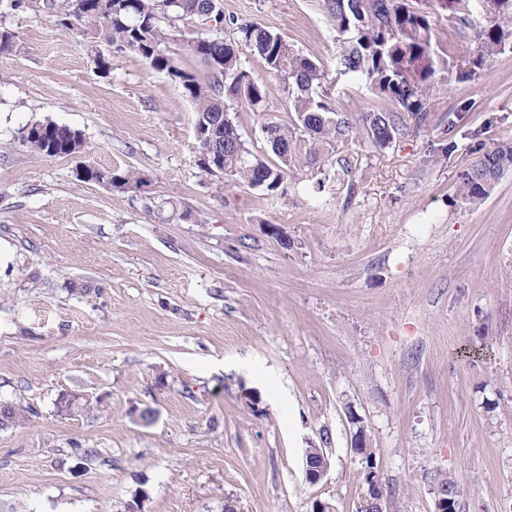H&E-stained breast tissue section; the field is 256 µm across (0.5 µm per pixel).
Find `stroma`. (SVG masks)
<instances>
[{
	"mask_svg": "<svg viewBox=\"0 0 512 512\" xmlns=\"http://www.w3.org/2000/svg\"><path fill=\"white\" fill-rule=\"evenodd\" d=\"M220 7L320 63L352 125L300 156L286 195L203 173L194 104L136 55L98 76L81 33L0 6V403L30 409L0 429V512H126L142 490L143 512H357L354 416L382 512H434L442 479L463 491L457 512H512V171L476 207L457 187L512 146V46L460 76L463 38L433 13L427 116L378 150L361 121L376 95L337 72L318 0ZM289 106L279 91L236 112L251 150ZM47 120L86 153L31 151L22 129ZM85 165L146 183L86 181ZM168 198L184 218L158 217ZM311 447L331 460L314 486Z\"/></svg>",
	"mask_w": 512,
	"mask_h": 512,
	"instance_id": "obj_1",
	"label": "stroma"
}]
</instances>
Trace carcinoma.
Instances as JSON below:
<instances>
[{
    "label": "carcinoma",
    "instance_id": "carcinoma-1",
    "mask_svg": "<svg viewBox=\"0 0 512 512\" xmlns=\"http://www.w3.org/2000/svg\"><path fill=\"white\" fill-rule=\"evenodd\" d=\"M448 22L464 30L473 26V0H451ZM486 24L475 30L477 57L484 60L512 42V0H480ZM206 0H47L43 7L57 13L58 22L90 38L95 48V71L110 69L112 54L132 52L151 70L166 75L181 87L195 105L199 132L198 165L208 176L235 186L258 189L268 196L284 193L291 164L307 144L345 141L350 123L332 117L335 109L318 91L322 69L301 56L277 33L255 23L231 22L232 36L218 34L224 27L219 10L200 16ZM321 11L342 41L337 70L359 74L370 83L378 101L364 112L366 139L376 148H386L426 117V100L436 73L437 55L432 44L429 12L409 0H319ZM177 44L200 60L201 74L170 54ZM259 61L266 73L283 82L294 118L291 123L271 121L261 129L271 130L266 143L277 160L253 152L239 133L231 115L235 107L253 112L267 110L271 88L261 77L243 67L241 57ZM48 136L25 135L23 140L41 155L52 139L57 156L85 152L82 134L52 121L40 123ZM220 151L224 172L214 174L208 162ZM512 169V147L487 151L472 167L459 174L458 193L471 203L488 197L499 178ZM88 180L118 188L139 189L143 179L132 170L96 169ZM27 410L13 404L0 412V428L26 417Z\"/></svg>",
    "mask_w": 512,
    "mask_h": 512
}]
</instances>
